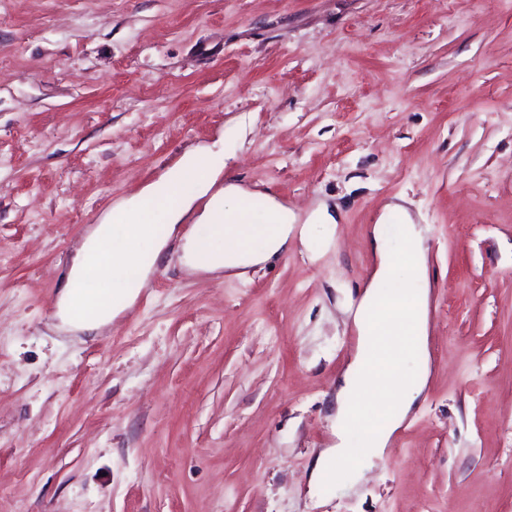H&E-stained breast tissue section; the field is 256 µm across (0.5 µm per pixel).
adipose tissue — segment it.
Masks as SVG:
<instances>
[{
	"instance_id": "obj_1",
	"label": "adipose tissue",
	"mask_w": 512,
	"mask_h": 512,
	"mask_svg": "<svg viewBox=\"0 0 512 512\" xmlns=\"http://www.w3.org/2000/svg\"><path fill=\"white\" fill-rule=\"evenodd\" d=\"M193 175L197 195L210 202L198 223L202 233L184 238V265L219 272L260 265L291 245L294 213L275 197L262 212L248 206L251 193L230 183L213 191L214 180L202 152L186 154L175 175L117 203L107 219L85 237L60 292L59 315L75 332H92L111 323L148 284L150 273L177 232L192 198L179 190ZM400 218V237L388 246L384 225ZM378 265L353 312L359 342L336 393V443L317 458L313 486L325 483L333 463L348 465L361 478L387 449L396 428L411 412L427 383L426 352L429 291L421 228L403 202L388 204L373 230ZM417 357L418 367L406 366Z\"/></svg>"
}]
</instances>
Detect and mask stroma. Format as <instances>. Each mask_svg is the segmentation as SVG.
Returning a JSON list of instances; mask_svg holds the SVG:
<instances>
[{"label": "stroma", "mask_w": 512, "mask_h": 512, "mask_svg": "<svg viewBox=\"0 0 512 512\" xmlns=\"http://www.w3.org/2000/svg\"><path fill=\"white\" fill-rule=\"evenodd\" d=\"M199 147L318 251L241 278L173 246L111 324L52 332L88 231ZM398 196L427 385L312 495ZM0 512H512V0H0Z\"/></svg>", "instance_id": "obj_1"}]
</instances>
